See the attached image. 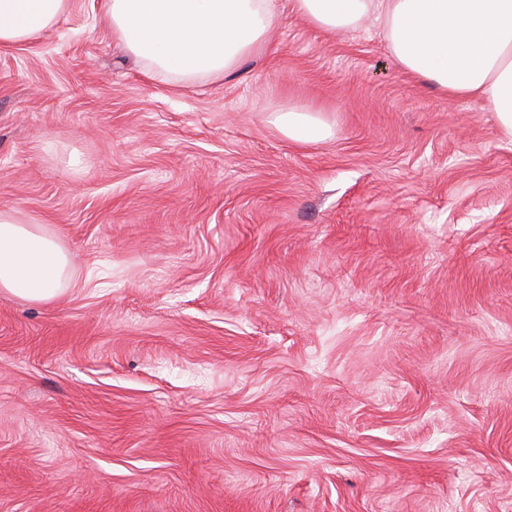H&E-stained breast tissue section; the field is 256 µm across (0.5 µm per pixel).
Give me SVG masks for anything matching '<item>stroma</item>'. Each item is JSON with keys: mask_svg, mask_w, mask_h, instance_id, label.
<instances>
[{"mask_svg": "<svg viewBox=\"0 0 512 512\" xmlns=\"http://www.w3.org/2000/svg\"><path fill=\"white\" fill-rule=\"evenodd\" d=\"M5 208L72 267L0 292V512H512V145L378 23L174 88L72 0L0 48ZM306 106H292L282 111L275 120L277 127L288 139L302 143L327 140L334 135L331 125L319 118Z\"/></svg>", "mask_w": 512, "mask_h": 512, "instance_id": "35a3bbf8", "label": "stroma"}]
</instances>
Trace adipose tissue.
I'll list each match as a JSON object with an SVG mask.
<instances>
[{
	"label": "adipose tissue",
	"mask_w": 512,
	"mask_h": 512,
	"mask_svg": "<svg viewBox=\"0 0 512 512\" xmlns=\"http://www.w3.org/2000/svg\"><path fill=\"white\" fill-rule=\"evenodd\" d=\"M71 0H0V47L53 29ZM312 28L357 30L381 21L398 67L451 98L479 102L512 141V0H103L113 36L150 74L171 82L224 76L267 47L281 8ZM275 123L288 139L327 140L331 125L306 106ZM70 257L40 225L0 209V290L29 302L54 299Z\"/></svg>",
	"instance_id": "adipose-tissue-1"
}]
</instances>
